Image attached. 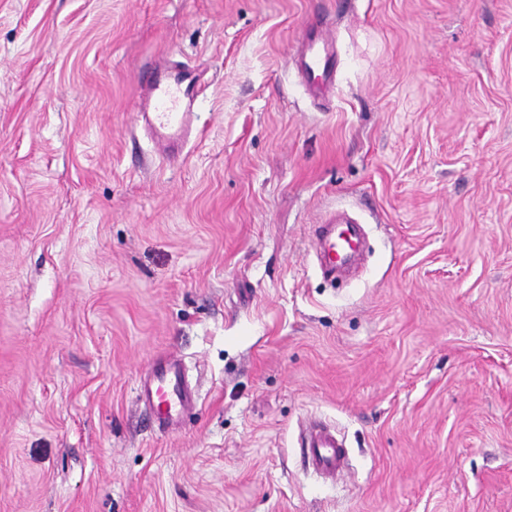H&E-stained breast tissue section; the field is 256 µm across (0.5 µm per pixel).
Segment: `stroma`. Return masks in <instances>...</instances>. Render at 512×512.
Instances as JSON below:
<instances>
[{"label": "stroma", "instance_id": "1", "mask_svg": "<svg viewBox=\"0 0 512 512\" xmlns=\"http://www.w3.org/2000/svg\"><path fill=\"white\" fill-rule=\"evenodd\" d=\"M172 62L206 84L177 162L135 116ZM336 210L371 253L334 286ZM0 512H512V0H0ZM321 25L318 22L306 30L297 65L301 79L316 94H324L336 85L338 66L333 41L327 39ZM343 221L341 215L336 216V212H331L322 224H316L312 231L315 255L322 272L331 273L336 270V266L343 265L351 261L356 256V230L347 228L336 233L335 224ZM139 399L156 429L168 434L181 430L196 403L184 366L166 356H160L144 374ZM303 448L308 467L317 477L336 481L348 467V451L334 429L314 426Z\"/></svg>", "mask_w": 512, "mask_h": 512}]
</instances>
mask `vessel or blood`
Returning <instances> with one entry per match:
<instances>
[{"label":"vessel or blood","mask_w":512,"mask_h":512,"mask_svg":"<svg viewBox=\"0 0 512 512\" xmlns=\"http://www.w3.org/2000/svg\"><path fill=\"white\" fill-rule=\"evenodd\" d=\"M338 62L331 41L321 25L309 27L298 55V73L315 93L322 94L336 84ZM136 118L149 131L156 148L166 156L179 154L198 121L197 104L203 91L199 73L168 65L146 67L138 83ZM340 221L329 214L312 231L315 255L322 272H334L337 266L356 256L355 228L338 230ZM139 399L156 429L174 434L191 415L196 395L178 360L159 357L141 382ZM310 470L325 480H336L348 466V451L335 430L314 426L304 445Z\"/></svg>","instance_id":"vessel-or-blood-1"}]
</instances>
